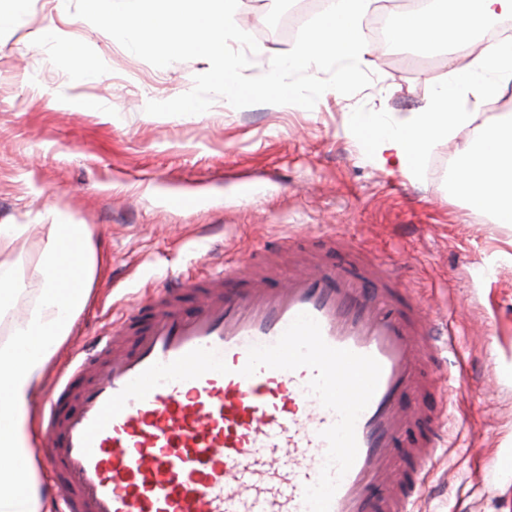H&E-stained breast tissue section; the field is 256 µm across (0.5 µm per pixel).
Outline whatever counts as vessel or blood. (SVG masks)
<instances>
[{"instance_id": "vessel-or-blood-1", "label": "vessel or blood", "mask_w": 512, "mask_h": 512, "mask_svg": "<svg viewBox=\"0 0 512 512\" xmlns=\"http://www.w3.org/2000/svg\"><path fill=\"white\" fill-rule=\"evenodd\" d=\"M396 287L308 256L155 289L42 400L53 512H410L448 402Z\"/></svg>"}]
</instances>
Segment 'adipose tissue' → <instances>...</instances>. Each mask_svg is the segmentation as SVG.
I'll return each mask as SVG.
<instances>
[{
    "label": "adipose tissue",
    "mask_w": 512,
    "mask_h": 512,
    "mask_svg": "<svg viewBox=\"0 0 512 512\" xmlns=\"http://www.w3.org/2000/svg\"><path fill=\"white\" fill-rule=\"evenodd\" d=\"M428 11L394 25L395 43L477 48L473 61L454 69L420 111L395 121L372 112L359 119L373 131L369 156L379 166L415 175L434 145L470 127L474 133L458 151L456 191L498 224L512 223V113H485L481 104L512 85V38L480 42V31L512 16V0H430ZM47 41L67 43L72 85L102 77L99 60L68 44L54 26ZM97 257L89 225L68 220L48 225L39 256L36 284H29L20 260H0V319L10 322L0 341V512H40L30 449L33 395L48 365L70 336L76 317L90 299ZM35 290L36 299L15 313L19 296Z\"/></svg>",
    "instance_id": "obj_1"
}]
</instances>
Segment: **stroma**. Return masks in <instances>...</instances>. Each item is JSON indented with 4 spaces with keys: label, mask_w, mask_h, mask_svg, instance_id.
<instances>
[{
    "label": "stroma",
    "mask_w": 512,
    "mask_h": 512,
    "mask_svg": "<svg viewBox=\"0 0 512 512\" xmlns=\"http://www.w3.org/2000/svg\"><path fill=\"white\" fill-rule=\"evenodd\" d=\"M291 2L239 0L242 29L260 49L246 75L292 49L294 36L268 33L275 8ZM48 25L107 71L78 87L86 107L54 99L69 73L63 46L43 39ZM360 63L369 87L327 94L310 110H228L217 98L201 114L152 116L148 102L177 97L208 62L155 67L69 14L65 0H29L26 23L0 35V224L29 231L0 244V259L21 260L36 281L46 227L63 217L93 226L98 255L90 300L34 398L72 350L165 277L244 262L273 242L306 248L317 235L340 237L401 274L406 300L421 302L450 342V439L413 512H512V223H490L449 193L467 132L438 142L414 180L368 157L358 116L419 111L451 80L447 55L415 65L394 45ZM180 195L198 206L174 207Z\"/></svg>",
    "instance_id": "35a3bbf8"
}]
</instances>
